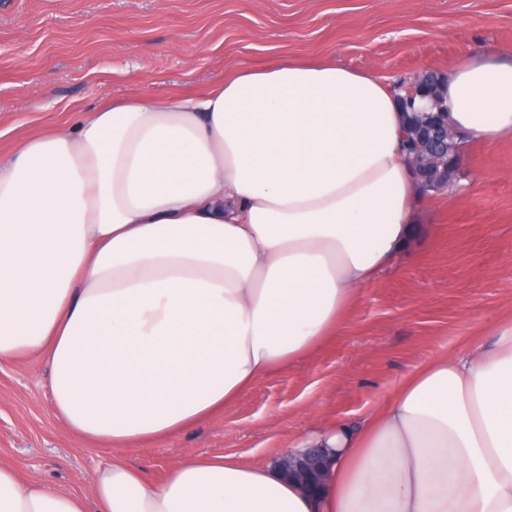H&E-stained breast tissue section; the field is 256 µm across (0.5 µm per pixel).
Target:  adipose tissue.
<instances>
[{"label": "adipose tissue", "mask_w": 512, "mask_h": 512, "mask_svg": "<svg viewBox=\"0 0 512 512\" xmlns=\"http://www.w3.org/2000/svg\"><path fill=\"white\" fill-rule=\"evenodd\" d=\"M461 141L512 139V58L442 89ZM394 92L286 56L105 101L0 157V365L49 366L63 431L113 450L97 512H512V319L413 370L358 424L309 423L311 493L279 464L185 453L155 481L120 449L223 414L319 349L407 250L422 198ZM0 512H87L0 462Z\"/></svg>", "instance_id": "obj_1"}]
</instances>
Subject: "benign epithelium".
<instances>
[{
  "label": "benign epithelium",
  "instance_id": "7a95c632",
  "mask_svg": "<svg viewBox=\"0 0 512 512\" xmlns=\"http://www.w3.org/2000/svg\"><path fill=\"white\" fill-rule=\"evenodd\" d=\"M409 105L422 108L427 101H436L435 86L423 81H416L405 86ZM456 138L454 128L448 125V119L441 114V107H436L431 120L414 124L409 137L410 152L408 159L416 178L420 183L433 182V187L440 193L448 191V186L455 183L463 174L462 153L459 150L444 155L440 150L443 141ZM288 473L311 488L322 483L323 466L318 457L307 452L297 459H285Z\"/></svg>",
  "mask_w": 512,
  "mask_h": 512
}]
</instances>
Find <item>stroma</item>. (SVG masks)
Wrapping results in <instances>:
<instances>
[{"label":"stroma","mask_w":512,"mask_h":512,"mask_svg":"<svg viewBox=\"0 0 512 512\" xmlns=\"http://www.w3.org/2000/svg\"><path fill=\"white\" fill-rule=\"evenodd\" d=\"M512 53V0H0V151L104 97H157L274 58L329 57L388 84L469 55ZM465 173L415 225L421 248L362 291L320 350L260 378L224 415L123 449L161 479L185 452L265 464L312 418L358 423L413 369L512 318V140L472 142ZM47 369L0 367V460L91 496L111 453L63 433Z\"/></svg>","instance_id":"35a3bbf8"}]
</instances>
